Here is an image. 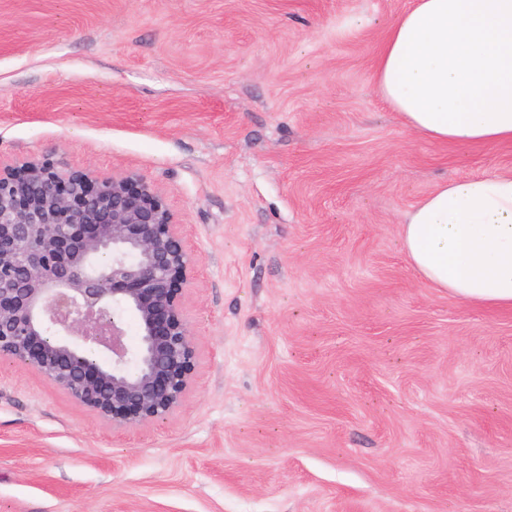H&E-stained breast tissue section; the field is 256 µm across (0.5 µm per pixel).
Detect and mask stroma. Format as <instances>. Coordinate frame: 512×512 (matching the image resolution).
Returning <instances> with one entry per match:
<instances>
[{"label":"stroma","mask_w":512,"mask_h":512,"mask_svg":"<svg viewBox=\"0 0 512 512\" xmlns=\"http://www.w3.org/2000/svg\"><path fill=\"white\" fill-rule=\"evenodd\" d=\"M412 0H0V164L136 171L198 260L180 409L117 430L0 362V512H512V309L399 247L512 172L374 93Z\"/></svg>","instance_id":"1"}]
</instances>
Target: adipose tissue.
I'll use <instances>...</instances> for the list:
<instances>
[{"label":"adipose tissue","instance_id":"obj_1","mask_svg":"<svg viewBox=\"0 0 512 512\" xmlns=\"http://www.w3.org/2000/svg\"><path fill=\"white\" fill-rule=\"evenodd\" d=\"M371 82L428 141L512 143V0H415L388 22ZM400 244L428 287L512 309V174L438 185L407 213Z\"/></svg>","mask_w":512,"mask_h":512}]
</instances>
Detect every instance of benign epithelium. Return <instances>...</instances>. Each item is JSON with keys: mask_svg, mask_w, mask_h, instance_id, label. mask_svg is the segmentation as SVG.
I'll return each mask as SVG.
<instances>
[{"mask_svg": "<svg viewBox=\"0 0 512 512\" xmlns=\"http://www.w3.org/2000/svg\"><path fill=\"white\" fill-rule=\"evenodd\" d=\"M195 267L163 191L135 171L63 172L46 160L0 170V359L115 429L182 405L196 363L183 300Z\"/></svg>", "mask_w": 512, "mask_h": 512, "instance_id": "1", "label": "benign epithelium"}]
</instances>
